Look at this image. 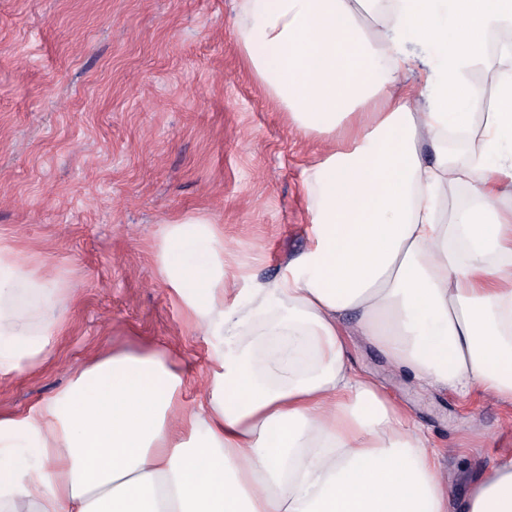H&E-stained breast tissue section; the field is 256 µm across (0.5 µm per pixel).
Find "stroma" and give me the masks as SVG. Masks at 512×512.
Segmentation results:
<instances>
[{"label": "stroma", "instance_id": "stroma-1", "mask_svg": "<svg viewBox=\"0 0 512 512\" xmlns=\"http://www.w3.org/2000/svg\"><path fill=\"white\" fill-rule=\"evenodd\" d=\"M230 0H0V244L70 289L42 366L0 411L67 387L100 352L162 340L203 395L210 346L157 276L163 224L205 214L234 281L281 275L311 242L301 191L319 151L254 81ZM355 369L407 406L456 499L512 457V408L418 385L360 336Z\"/></svg>", "mask_w": 512, "mask_h": 512}]
</instances>
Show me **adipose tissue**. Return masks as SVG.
Instances as JSON below:
<instances>
[{
	"label": "adipose tissue",
	"instance_id": "ef3b65f1",
	"mask_svg": "<svg viewBox=\"0 0 512 512\" xmlns=\"http://www.w3.org/2000/svg\"><path fill=\"white\" fill-rule=\"evenodd\" d=\"M379 2L234 0L252 77L327 148L302 181L311 245L235 288L217 225L164 224L156 271L211 342L205 396L185 404L167 346L97 355L0 414V512H512V457L455 502L410 409L347 343L356 330L425 385L512 406V68L487 61L492 36L512 60V0ZM475 127L459 168L447 137ZM460 178L474 202L441 222ZM71 299L0 247V379L41 365Z\"/></svg>",
	"mask_w": 512,
	"mask_h": 512
}]
</instances>
